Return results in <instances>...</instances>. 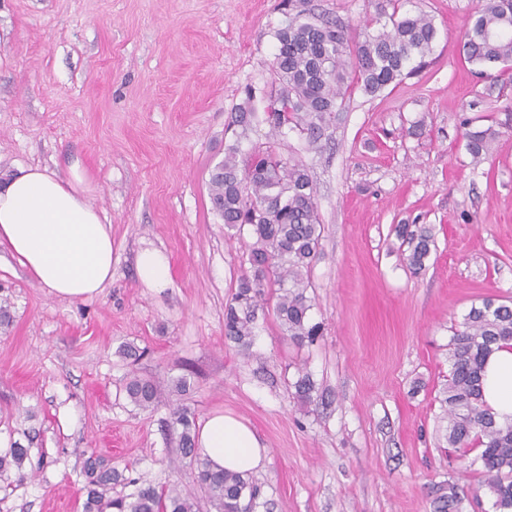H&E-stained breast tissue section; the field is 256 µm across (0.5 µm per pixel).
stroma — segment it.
<instances>
[{
	"instance_id": "35a3bbf8",
	"label": "stroma",
	"mask_w": 512,
	"mask_h": 512,
	"mask_svg": "<svg viewBox=\"0 0 512 512\" xmlns=\"http://www.w3.org/2000/svg\"><path fill=\"white\" fill-rule=\"evenodd\" d=\"M279 2L0 0V173L79 165L113 251L111 285L67 300L0 249V438L30 434L38 466L0 481V512H83L92 454L203 499L169 465L177 401L199 422L238 417L265 444L256 512H434L429 488L448 479L462 512H493L478 452L448 447L438 402L453 329L483 298L512 301V79L479 76L463 54L480 0H410L438 29L430 64L377 96L354 91L320 148L280 138L313 181L322 238L307 294L322 333L298 346L270 314L244 352L224 307L249 241L225 229L209 174L245 87L272 86ZM381 2L307 5L357 27ZM476 118L499 132L479 162L463 138ZM397 224L435 234L420 275ZM144 248L166 253L170 287L139 280ZM128 343L145 351L133 365L118 354ZM134 370L193 388L143 411L123 392ZM304 371L321 402L297 403Z\"/></svg>"
}]
</instances>
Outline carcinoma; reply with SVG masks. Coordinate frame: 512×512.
I'll use <instances>...</instances> for the list:
<instances>
[{
  "mask_svg": "<svg viewBox=\"0 0 512 512\" xmlns=\"http://www.w3.org/2000/svg\"><path fill=\"white\" fill-rule=\"evenodd\" d=\"M406 0H388L379 18L365 21L363 31L326 13L301 10L288 16L277 30V52L272 68L278 88L270 99L278 103L275 116L264 113L275 134L296 132L309 147L327 137L346 99L360 89L374 96L424 65L434 48L437 28L423 12L405 9ZM380 28L373 29V24ZM466 59L479 66L512 64V0H481L463 34ZM235 123L237 139L248 136L255 112L252 87L245 90ZM466 147L475 159L485 155L498 137L493 127H473L466 122ZM212 205L224 226L242 237L249 235L250 270L224 308V336L242 349L252 345L260 301L275 297L274 313L283 334L297 345L310 344L321 326L310 319L307 296L308 272L318 254L321 224L313 184L307 169L282 155L276 143L254 145L242 154L232 144L223 165L210 178ZM394 231L408 245L406 266L417 274L437 252V242L425 224H398ZM512 342V305L483 299L471 306L461 326L450 338L448 381L439 402L446 422L445 438L451 448L466 449L478 442L481 451L482 486L492 497L494 512H512V423L500 425L480 401L481 376L494 347ZM303 403L317 400L318 389L307 373L294 384ZM132 405L149 410L164 393L151 378L131 373L125 385ZM194 414L183 406L172 409L170 428L178 448L177 463L188 467L204 489L210 512H254L256 493L246 474L210 468L197 453ZM30 448L18 441L0 454V481L24 482L34 475L26 471ZM83 512H197V503L177 484L155 487L142 477L89 456L84 461ZM121 485L125 494L112 496ZM434 512H462L458 483L444 481L432 486Z\"/></svg>",
  "mask_w": 512,
  "mask_h": 512,
  "instance_id": "carcinoma-1",
  "label": "carcinoma"
}]
</instances>
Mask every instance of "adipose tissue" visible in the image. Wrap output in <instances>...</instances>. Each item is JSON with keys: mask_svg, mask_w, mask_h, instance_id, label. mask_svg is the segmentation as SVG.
<instances>
[{"mask_svg": "<svg viewBox=\"0 0 512 512\" xmlns=\"http://www.w3.org/2000/svg\"><path fill=\"white\" fill-rule=\"evenodd\" d=\"M83 182L79 170L65 179L40 166L0 182V245L62 299L97 297L112 281V227L85 198ZM481 394L497 421L512 422V342L487 357ZM196 446L215 470L251 473L267 456L246 422L221 413L202 423Z\"/></svg>", "mask_w": 512, "mask_h": 512, "instance_id": "ef3b65f1", "label": "adipose tissue"}]
</instances>
